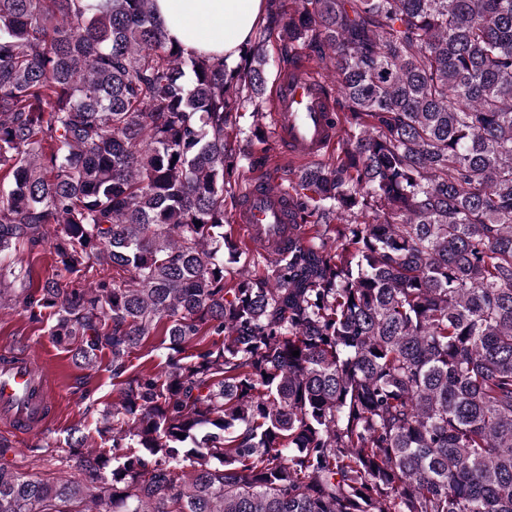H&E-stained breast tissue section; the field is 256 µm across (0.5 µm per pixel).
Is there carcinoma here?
<instances>
[{
    "mask_svg": "<svg viewBox=\"0 0 512 512\" xmlns=\"http://www.w3.org/2000/svg\"><path fill=\"white\" fill-rule=\"evenodd\" d=\"M275 32L345 138L256 279L224 204L262 165L224 133ZM42 245L68 281L18 262L0 309L120 383L97 440L31 449L81 479L0 438V512H512V0H269L234 66L153 0H0V257ZM159 340L157 338H149L146 340L138 350L132 355V364L137 365L142 363L147 367L154 370H160L163 365L161 363L165 360L167 350L160 349Z\"/></svg>",
    "mask_w": 512,
    "mask_h": 512,
    "instance_id": "carcinoma-1",
    "label": "carcinoma"
}]
</instances>
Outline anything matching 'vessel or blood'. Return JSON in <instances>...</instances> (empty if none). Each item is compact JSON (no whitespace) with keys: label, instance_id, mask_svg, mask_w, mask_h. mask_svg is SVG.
<instances>
[{"label":"vessel or blood","instance_id":"b4317fda","mask_svg":"<svg viewBox=\"0 0 512 512\" xmlns=\"http://www.w3.org/2000/svg\"><path fill=\"white\" fill-rule=\"evenodd\" d=\"M333 84L316 65L304 61L284 69L276 84L271 112L273 141L293 160H320L338 139ZM234 222L250 245L274 257L286 251L302 229L290 217V197L276 180L251 184L243 193ZM56 393L40 359L14 350L0 363V422L27 435L42 430L31 416Z\"/></svg>","mask_w":512,"mask_h":512}]
</instances>
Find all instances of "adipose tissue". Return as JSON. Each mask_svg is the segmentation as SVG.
Segmentation results:
<instances>
[{
    "mask_svg": "<svg viewBox=\"0 0 512 512\" xmlns=\"http://www.w3.org/2000/svg\"><path fill=\"white\" fill-rule=\"evenodd\" d=\"M266 0H154L170 40L185 54H210L235 63L262 21Z\"/></svg>",
    "mask_w": 512,
    "mask_h": 512,
    "instance_id": "adipose-tissue-1",
    "label": "adipose tissue"
}]
</instances>
